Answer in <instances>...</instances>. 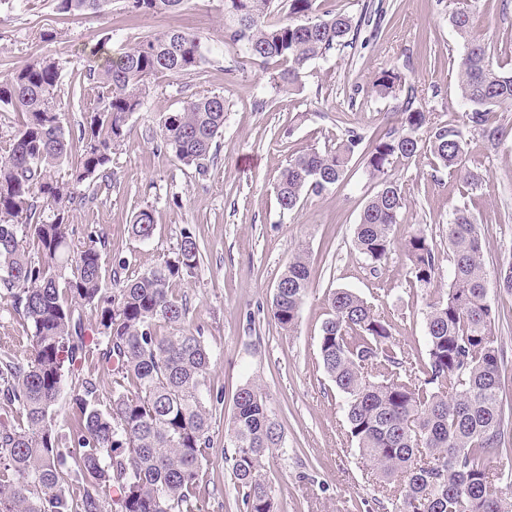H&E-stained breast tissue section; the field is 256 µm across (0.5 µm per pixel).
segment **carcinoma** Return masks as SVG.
I'll return each instance as SVG.
<instances>
[{
  "instance_id": "carcinoma-1",
  "label": "carcinoma",
  "mask_w": 512,
  "mask_h": 512,
  "mask_svg": "<svg viewBox=\"0 0 512 512\" xmlns=\"http://www.w3.org/2000/svg\"><path fill=\"white\" fill-rule=\"evenodd\" d=\"M57 10L97 15L112 0H55ZM185 0H123L131 14H166ZM277 18L274 0H224V40L242 45L264 69L276 63L272 88L290 92L303 71L333 49L354 44L361 22L317 0H288ZM474 11L451 14L465 42L457 82L467 107L461 124L431 121L415 106L410 88L396 125L363 150L379 190L357 224L354 247L378 270L395 248L404 192L391 177L395 163L426 154L470 189L487 175L465 166L469 135L489 143L504 137L495 108L512 107V73L493 67L489 44L474 31ZM91 51L85 79L94 104L84 108L76 138L59 112L62 68L51 58L32 60L0 75V105L20 116L8 146L0 148V299L8 298L26 321L23 359L0 354V512H108L107 492L118 512H205L198 488L213 448L214 387L211 352L203 336L185 328L187 306L172 284L195 274L200 250L183 233L175 257L123 279L102 283L105 243L95 232L75 238L73 207L84 185L108 183L112 154L129 133L146 83L207 62L191 33L164 31L118 55ZM395 67H381L366 94L386 98L405 86ZM224 96L199 94L178 110L161 113L164 149L203 181L224 130ZM364 136L346 130L335 147L290 157L276 184L280 209L291 212L344 176ZM79 143L71 159L73 143ZM155 230L149 210L128 225L136 240ZM409 282L434 285L440 255L421 232L402 244ZM310 284L305 251L279 277L271 306L278 326L291 330ZM489 280L479 224L466 205L448 224V289L427 304L426 357L412 360L395 341L392 324L356 293L340 288L328 297L319 357L346 404V433L373 464L384 503L393 512H512L503 498L508 475L493 473L490 459L505 447L507 426L500 399L502 354L496 345L500 315L488 301ZM94 311L100 365L119 376L109 408H99L96 381L70 388L72 416L57 426L53 408L88 345L80 308ZM24 419L11 423V413ZM234 489L246 512H275L262 460L281 447L282 427L261 388L245 384L235 394L225 425Z\"/></svg>"
}]
</instances>
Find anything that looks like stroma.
<instances>
[{
	"mask_svg": "<svg viewBox=\"0 0 512 512\" xmlns=\"http://www.w3.org/2000/svg\"><path fill=\"white\" fill-rule=\"evenodd\" d=\"M463 0H334L352 17L367 7L384 13L363 27L352 46L314 60L300 91L288 94L270 84L269 71L246 51L224 40V0H185L163 15L127 13L112 0L99 16L57 11L54 0H15L0 6V73L51 57L62 66L61 110L69 130L82 119L70 91L82 83L90 50L105 45L117 54L143 37L184 30L199 37L207 55L201 68L160 74L147 85L144 104L129 120L128 137L112 156V187L77 206L70 221L79 233L103 235V286L112 288L118 261L134 276L172 257L183 232L200 247L194 276L176 282L174 294L189 309L185 325L201 330L212 361L210 379L224 401L213 413L212 463L201 488L206 512H244L224 460V424L237 390L259 384L282 426V445L263 460L276 512H382L372 466L361 460L345 435L343 397L324 373L318 356L321 325L331 292L357 293L394 325L393 334L410 357L425 352L424 316L428 298L408 281L400 243L424 232L447 253L452 209L467 204L480 226L489 276L512 262V110L498 112L505 136L492 146L474 137L466 164L486 173L481 189L465 192L447 172L432 170L426 157L394 164L406 205L394 229L398 245L379 271H371L353 246L354 230L366 201L378 190L360 158H352L343 181L282 213L274 186L290 156L333 146L353 128L372 140L398 119L402 97L366 95L379 67H398L417 91L418 107L433 122L456 123L465 112L457 87L456 62L464 41L449 17ZM476 8L492 41L496 69L512 70V0H478ZM58 36L46 42L42 30ZM225 101L224 132L205 182L157 147L160 112L175 110L197 94ZM152 212L156 230L140 242L128 233L134 215ZM307 249L312 277L293 330L274 322L270 308L277 281L299 249ZM489 300L502 319L501 391L506 419L512 420V291L491 285ZM28 328L9 301H0V353L26 355Z\"/></svg>",
	"mask_w": 512,
	"mask_h": 512,
	"instance_id": "35a3bbf8",
	"label": "stroma"
}]
</instances>
